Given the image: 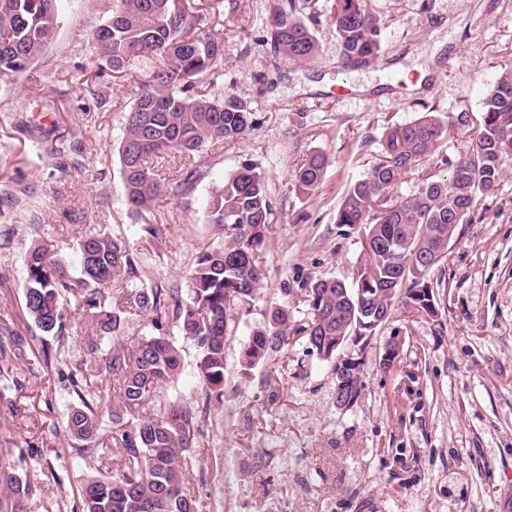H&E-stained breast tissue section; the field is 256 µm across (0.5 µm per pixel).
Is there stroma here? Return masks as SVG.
<instances>
[{
    "instance_id": "stroma-1",
    "label": "stroma",
    "mask_w": 512,
    "mask_h": 512,
    "mask_svg": "<svg viewBox=\"0 0 512 512\" xmlns=\"http://www.w3.org/2000/svg\"><path fill=\"white\" fill-rule=\"evenodd\" d=\"M386 19L373 62L345 64L329 20L315 27L319 55L299 64L266 43L271 0H224L204 10L224 42L214 91L245 102L252 127L241 140L203 148L187 175L178 157L156 159L163 190L150 212L128 204L118 147L138 78L136 61L114 73L93 37L112 0H66L56 37L27 71L0 79V324L25 346L41 336L23 308L25 257L47 245L69 273L81 235L110 234L146 262L153 283L182 288L196 256L221 241L206 222L213 190L242 163L266 175L272 214L262 249L265 278L238 306L224 350V398L206 403L196 347L178 322L162 332L183 357L177 380L157 389L156 407L191 410L199 432L182 455L195 474L199 512H512V161L482 220L459 225L443 263L446 288L429 318L396 305L363 356L364 390L352 408L335 401L329 362L290 335L282 366L242 371L241 351L269 311H307L302 287L319 278L351 282L361 253L358 228L337 223L346 191L375 162L388 125L429 111L480 112L501 64L512 61V0H370ZM80 144L81 155L51 154L46 141ZM466 147L454 135L396 188L411 195L446 173ZM325 153L314 195L292 180L296 164ZM37 210H30V203ZM65 345L54 371L17 367V388L0 397V460L29 475L45 512H64L84 480L115 474L117 457L84 462L71 448L66 412L76 396L63 377L87 353L89 325L65 306ZM392 336L399 360L379 363Z\"/></svg>"
}]
</instances>
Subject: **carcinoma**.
Wrapping results in <instances>:
<instances>
[{
    "instance_id": "carcinoma-1",
    "label": "carcinoma",
    "mask_w": 512,
    "mask_h": 512,
    "mask_svg": "<svg viewBox=\"0 0 512 512\" xmlns=\"http://www.w3.org/2000/svg\"><path fill=\"white\" fill-rule=\"evenodd\" d=\"M60 0H0V78L26 71L51 43L59 22ZM311 16L299 18L296 0H272L266 42L290 61L310 63L318 54L313 33L324 15L335 27L343 55L368 63L381 51L383 16L369 0H327L324 10L311 6ZM194 0H112V16L98 29V53L121 73L139 58H158L140 84L134 106L125 114L118 148L127 201L137 212L150 210L160 193L158 174L150 159L174 153L185 159L186 179L193 177L195 154L212 141L243 138L252 112L232 96L210 94L216 73L224 66V43L201 27ZM462 135L467 146L448 161V175L426 180L408 197L392 196L394 187L420 162L433 157L450 133ZM512 160V63L501 66L483 98L480 116L466 109L443 117L426 112L407 123L387 127L380 158L364 178L350 185L336 211V223L362 230V251L352 285L336 279L308 283L302 303L308 321L294 333L305 335L324 361L353 345L336 344L338 336H372L392 318L396 301L415 312L418 288L434 289L441 279L431 272L448 251L460 224L482 219L480 202L497 191L503 167ZM328 158L312 153L294 174L299 190L311 196L325 179ZM271 204L265 173L244 163L212 191L208 223L224 231L212 249L200 253L187 275V299L179 288L145 283L144 261L127 252L112 237L89 234L78 244V276L53 260L51 250L37 245L26 256L22 284L24 308L44 334L31 353L51 369L57 352L46 337L62 346L64 303L89 307L90 353L118 340L117 316L108 311L111 299L143 312L150 320L143 336L107 358L81 364V376H71L77 402L66 413L70 436L82 442L76 454L85 461L116 453L124 470L110 478L92 477L80 487L69 512H196L188 485L193 473L179 456L193 446L194 414L178 405L145 414L152 390L181 371L179 348L158 334L163 320L174 316L183 335L194 341L196 369L206 397H224V348L234 306L247 304L262 285L260 252L269 227ZM292 317L275 308L255 328L245 344L240 364L250 370L274 360L288 343ZM0 343V384L16 382L13 360L25 353ZM112 375L119 386L123 421L112 414L106 426L98 392L87 383L89 372ZM38 493L27 477L0 462V512H33Z\"/></svg>"
}]
</instances>
